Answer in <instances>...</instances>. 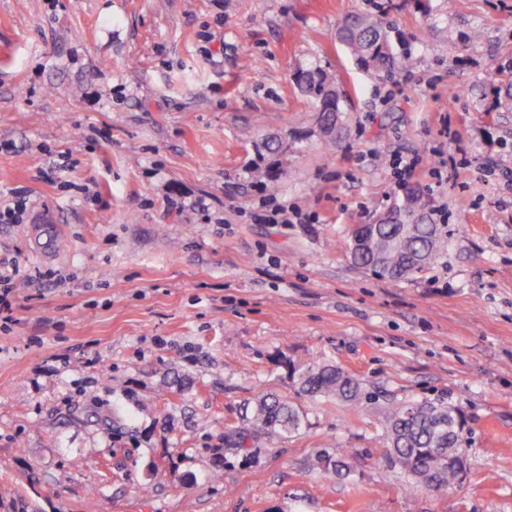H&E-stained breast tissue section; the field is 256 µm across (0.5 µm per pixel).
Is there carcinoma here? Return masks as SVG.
<instances>
[{"label": "carcinoma", "instance_id": "obj_1", "mask_svg": "<svg viewBox=\"0 0 512 512\" xmlns=\"http://www.w3.org/2000/svg\"><path fill=\"white\" fill-rule=\"evenodd\" d=\"M338 40L351 56L376 73H389L398 66L408 69L414 59L405 52H394L385 22L374 15L355 13L347 16L337 31ZM301 91L319 105L320 118L339 126L345 95L334 77L323 68L301 69L295 77ZM403 232L401 224H363L355 231L361 236L357 262L383 276L394 278L408 269L412 272L431 264L439 256L442 240L434 224H422L419 234L402 251L392 240ZM298 372V392L313 400L339 402L356 409L365 398L363 383L335 365L303 366ZM306 414L286 396L265 394L258 397L242 423L224 431V445L244 450L256 435L267 438L298 434ZM464 419L457 407L412 403L395 406L382 420L383 438L389 448L386 459L412 480L435 492H446L463 482L469 470L466 449L461 447Z\"/></svg>", "mask_w": 512, "mask_h": 512}]
</instances>
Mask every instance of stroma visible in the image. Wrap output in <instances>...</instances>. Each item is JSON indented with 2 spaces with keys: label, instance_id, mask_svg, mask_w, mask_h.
I'll list each match as a JSON object with an SVG mask.
<instances>
[{
  "label": "stroma",
  "instance_id": "35a3bbf8",
  "mask_svg": "<svg viewBox=\"0 0 512 512\" xmlns=\"http://www.w3.org/2000/svg\"><path fill=\"white\" fill-rule=\"evenodd\" d=\"M427 6L0 0V202L29 208L0 223L22 271L0 325V512H512V0ZM355 11L415 66L358 67L336 38ZM315 65L346 96L332 143L295 80ZM273 133L271 190L254 170ZM398 152L445 248L393 280L349 245L405 199ZM295 364L355 375L363 408L298 394ZM178 378L194 386L175 396ZM265 393L303 430L225 450ZM424 401L465 420L470 469L445 494L386 463L381 410Z\"/></svg>",
  "mask_w": 512,
  "mask_h": 512
}]
</instances>
